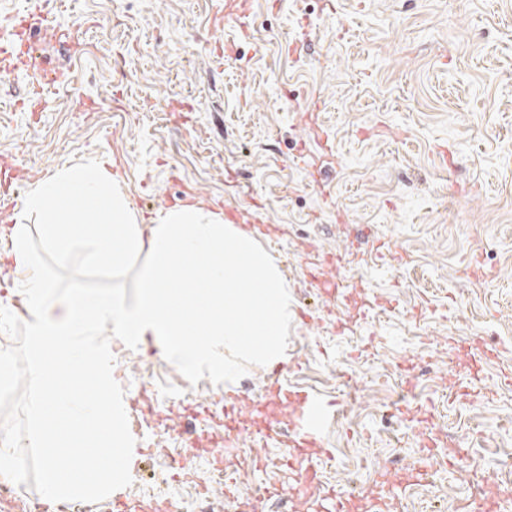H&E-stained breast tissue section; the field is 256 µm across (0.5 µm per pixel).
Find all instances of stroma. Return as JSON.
<instances>
[{"label": "stroma", "instance_id": "35a3bbf8", "mask_svg": "<svg viewBox=\"0 0 512 512\" xmlns=\"http://www.w3.org/2000/svg\"><path fill=\"white\" fill-rule=\"evenodd\" d=\"M43 0L60 48L28 26L66 83L29 78L10 39L0 71V306L15 309L6 226L57 167L111 155L138 215L176 201L223 209L280 267L291 298L289 388L333 402L313 464L353 512H467L472 470L512 477V0ZM324 153L305 123L312 105ZM447 149L449 164L439 160ZM344 253L335 297L317 284ZM113 376L135 439L122 495L161 506L208 485L210 512H240L254 488L287 487L281 449L262 437L292 405L271 402L267 367L190 384L158 348L120 345ZM239 405L246 476L208 483L206 448ZM149 398L156 415L137 408ZM467 451L410 471L431 435Z\"/></svg>", "mask_w": 512, "mask_h": 512}]
</instances>
